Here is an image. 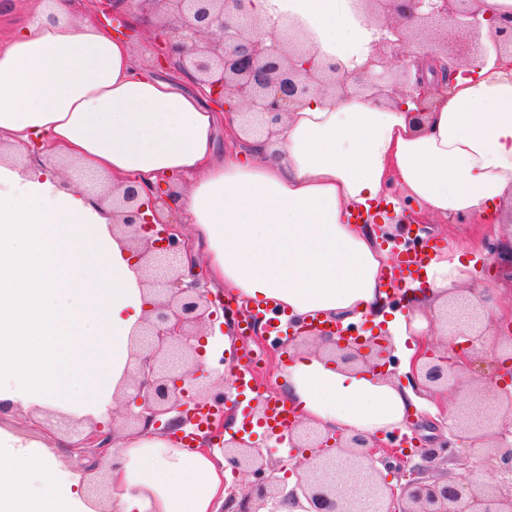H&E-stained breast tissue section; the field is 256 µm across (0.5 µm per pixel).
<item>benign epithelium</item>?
<instances>
[{
    "label": "benign epithelium",
    "mask_w": 512,
    "mask_h": 512,
    "mask_svg": "<svg viewBox=\"0 0 512 512\" xmlns=\"http://www.w3.org/2000/svg\"><path fill=\"white\" fill-rule=\"evenodd\" d=\"M253 0H97L102 15L123 14L124 29L133 31L144 20L158 33V60L198 84L201 94L219 105L224 117L249 111L244 131L261 137L310 96L330 94L342 100L351 93L369 92L394 102L409 99L424 116L434 108L433 96L454 83L464 62L431 40L434 27L449 21L454 32L486 39L485 55L495 63L509 59L512 67V16L480 15L477 0H365L368 14L383 17L382 58L403 69L404 83L386 82L381 71L363 79L335 64H326L294 34L276 29L257 34L243 19ZM416 42L430 50L435 62L432 83L424 76L410 81L409 67ZM176 187L168 179L156 188L138 184L112 188L113 218L132 232L133 249L147 271L157 302L145 319L136 353L133 392L125 400L126 418L134 433L149 429L179 431L194 423L193 411L210 416L201 432L224 428V385L198 383L196 330L214 323L218 313L230 319L229 305L208 287V279L176 221L162 220L160 207H172ZM429 323L450 336L451 348L426 350L423 362L407 380L436 391L458 390L465 374L481 358L491 372L481 374L482 392L492 396L487 406H466L452 417L450 436L439 434L415 451L398 436L368 441L358 433L323 432L299 417L288 424L292 448H308L302 458L272 460L263 449L233 436L224 442V456L234 469L254 481L240 490L231 487L224 512H279L289 502L305 499L307 512H361L364 503L374 512H512V364L501 359L497 343L488 342L491 315L485 301L467 288L458 289L429 314ZM354 326L339 334L329 354L345 364L382 368L391 363L388 347L365 355ZM68 449L89 462L95 473L92 489L106 475L112 457L114 431L94 424L73 429ZM488 449L486 464L496 483L485 484L472 461L471 450ZM397 471L405 483L391 485L382 470ZM294 472L287 488L277 476Z\"/></svg>",
    "instance_id": "obj_1"
}]
</instances>
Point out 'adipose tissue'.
Returning a JSON list of instances; mask_svg holds the SVG:
<instances>
[{"label": "adipose tissue", "mask_w": 512, "mask_h": 512, "mask_svg": "<svg viewBox=\"0 0 512 512\" xmlns=\"http://www.w3.org/2000/svg\"><path fill=\"white\" fill-rule=\"evenodd\" d=\"M264 25L294 26L326 62L366 74L383 35L363 0H254ZM419 129L413 102L315 96L276 125L269 145L221 151L219 112L178 79L142 71L129 46L46 7L0 45V144L41 159L0 158V512H222L231 468L221 448L189 449L164 434L118 435L101 505L60 441L37 429L46 412L107 423L132 380L134 342L155 302L109 201L66 185L69 158L113 183L186 181L173 202L192 225L211 290L289 316L358 323L384 315L388 255L352 209L399 185L431 216L502 224L512 211V70L470 61ZM472 262L440 256L412 293L413 317L390 334L426 331L425 308L471 285ZM283 396L313 427L377 435L409 408L435 402L393 378L331 363L325 346L290 349Z\"/></svg>", "instance_id": "ef3b65f1"}]
</instances>
